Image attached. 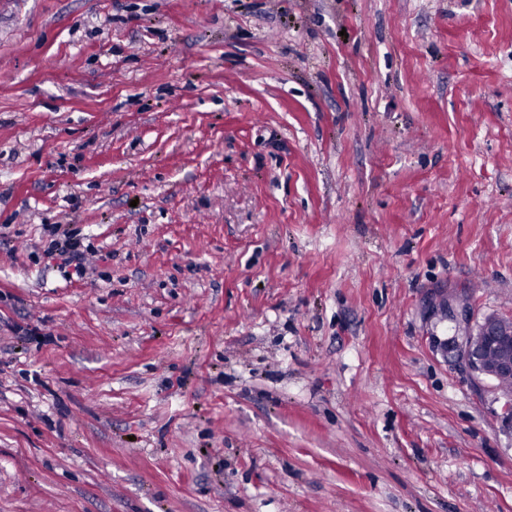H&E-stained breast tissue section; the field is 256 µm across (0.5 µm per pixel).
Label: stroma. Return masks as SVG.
I'll return each instance as SVG.
<instances>
[{
	"label": "stroma",
	"instance_id": "1",
	"mask_svg": "<svg viewBox=\"0 0 512 512\" xmlns=\"http://www.w3.org/2000/svg\"><path fill=\"white\" fill-rule=\"evenodd\" d=\"M2 224L0 512H512V0H0ZM52 225L45 228L53 238L43 247L42 257L60 260L58 268L64 269L63 272L70 282L74 276L77 280L82 279L86 275V253H95V250L90 245L84 246V238L77 228L72 227L74 224H68L62 230L60 224ZM466 321L456 342L458 358L477 379L512 380V320L485 314L474 325Z\"/></svg>",
	"mask_w": 512,
	"mask_h": 512
}]
</instances>
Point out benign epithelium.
Listing matches in <instances>:
<instances>
[{
  "mask_svg": "<svg viewBox=\"0 0 512 512\" xmlns=\"http://www.w3.org/2000/svg\"><path fill=\"white\" fill-rule=\"evenodd\" d=\"M458 358L478 379H512V320L496 313L466 324L455 345Z\"/></svg>",
  "mask_w": 512,
  "mask_h": 512,
  "instance_id": "7a95c632",
  "label": "benign epithelium"
}]
</instances>
